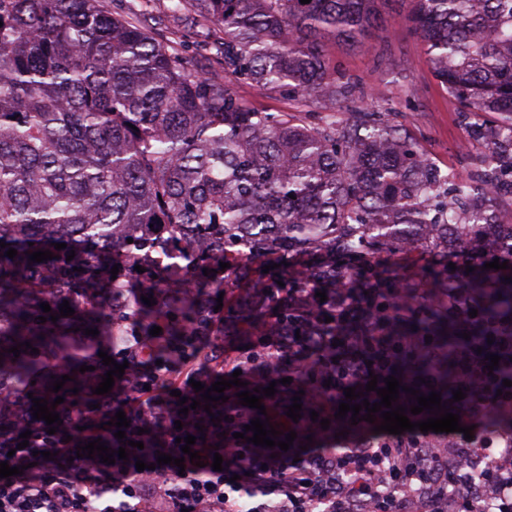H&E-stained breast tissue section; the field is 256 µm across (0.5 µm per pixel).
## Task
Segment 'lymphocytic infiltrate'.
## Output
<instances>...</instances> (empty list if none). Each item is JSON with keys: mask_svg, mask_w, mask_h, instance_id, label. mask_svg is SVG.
Here are the masks:
<instances>
[{"mask_svg": "<svg viewBox=\"0 0 512 512\" xmlns=\"http://www.w3.org/2000/svg\"><path fill=\"white\" fill-rule=\"evenodd\" d=\"M471 310L463 294L448 302L449 316L469 338L452 361L447 389L464 393L448 410L459 415L461 425L472 427L475 458L462 456L455 466L445 465L446 450L461 447L465 440L460 432L378 433L372 423L337 415L349 387L365 392L369 402H378L377 392L367 384L371 377L392 375L395 358L420 357L427 364H440L443 352L437 338L347 336L337 346L310 325L301 337H280L273 352L252 354L247 366L232 359L224 362L228 371H240L241 381L252 389L264 388L275 376L289 378V395L301 398L299 420L287 416V400L273 402L279 432L297 434L289 450L273 457L241 439L255 411L233 398L225 402L224 418L214 428L226 436L221 470H213L214 455L204 451L199 440L198 465H161L156 451L133 445L127 459L99 463L97 473L60 474L61 461L75 456L78 446L98 439L116 450L124 440H138L142 428L163 432L171 456L182 457L180 441L187 432L175 427L180 400L191 397L192 382L208 388L216 381L213 374L195 369L197 353L186 349L176 355L185 378L171 375L167 364H154L124 399L99 397L105 417L125 413L130 425L124 438H115L111 426L52 435L41 427L24 449L17 439L0 437V462L12 467L34 462L41 468L33 478L0 479V512H128L132 506L138 512H408L412 506L418 512H512V498L474 500L462 491L475 462L488 490L494 491L503 479L512 480V457L485 456L481 444L489 410L512 406V394L501 391L506 370L512 367V317L474 318ZM490 353L500 358L492 369L486 360ZM324 419L329 422L325 428L320 425ZM47 451L53 452V459H44ZM140 460L145 463L141 472L136 469ZM106 470L112 473L108 482L100 477ZM144 486L151 491L147 501L140 494Z\"/></svg>", "mask_w": 512, "mask_h": 512, "instance_id": "obj_1", "label": "lymphocytic infiltrate"}]
</instances>
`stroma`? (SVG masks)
<instances>
[{
    "mask_svg": "<svg viewBox=\"0 0 512 512\" xmlns=\"http://www.w3.org/2000/svg\"><path fill=\"white\" fill-rule=\"evenodd\" d=\"M170 0H121L125 11L148 10V22L160 36L178 31L187 44H196L198 29L191 13L172 14ZM409 0H387L383 25L354 45L328 40L324 50L336 85L350 86L357 103L395 113L420 144L429 150L442 170L466 177L473 173L486 151L483 140L472 137L459 101L438 83L425 47L407 15ZM224 80L249 107L266 112H289L295 101L225 75Z\"/></svg>",
    "mask_w": 512,
    "mask_h": 512,
    "instance_id": "1",
    "label": "stroma"
}]
</instances>
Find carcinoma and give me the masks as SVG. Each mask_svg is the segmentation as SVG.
<instances>
[{
	"mask_svg": "<svg viewBox=\"0 0 512 512\" xmlns=\"http://www.w3.org/2000/svg\"><path fill=\"white\" fill-rule=\"evenodd\" d=\"M379 2L175 0L172 11L197 16L201 47L224 72L327 103L275 113L241 102L223 75L197 70L108 0H0V427L19 435L45 424L30 393L63 397L55 412L65 422L87 416L90 381L107 370L90 351L128 318L163 326L133 366L227 325L253 333L255 321L228 319L249 305L277 308L260 335L294 333L310 288L328 289L329 335L354 336L365 316L336 306L341 286L374 301L373 335L412 326L439 337L449 372L448 312L415 317L402 303L461 290L489 314L512 313V230L495 207L512 198V0H410L437 80L486 142L470 178L442 171L390 113L349 105L351 91L330 81L324 40L353 44L377 29ZM151 224L180 244L178 265L140 274L155 305L115 311L105 305L120 292L111 269L144 265ZM73 245L83 259L67 260ZM38 250L53 258L30 260ZM496 258L508 268L484 269ZM271 259L280 267L263 272ZM180 272L186 291L163 287ZM208 288L228 305L220 328L202 315ZM54 289L75 313L52 322ZM79 326L99 334L75 341ZM25 342L39 353L7 352Z\"/></svg>",
	"mask_w": 512,
	"mask_h": 512,
	"instance_id": "carcinoma-1",
	"label": "carcinoma"
}]
</instances>
